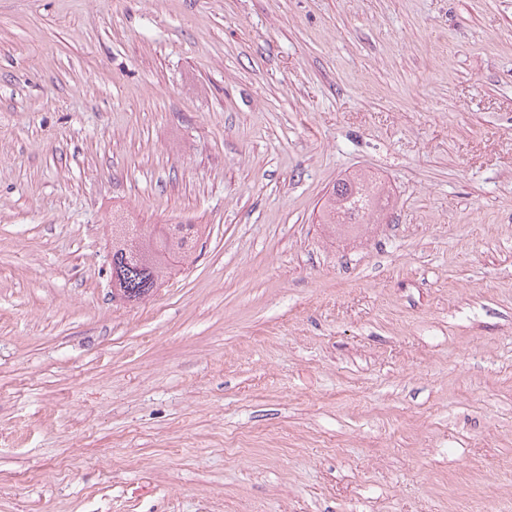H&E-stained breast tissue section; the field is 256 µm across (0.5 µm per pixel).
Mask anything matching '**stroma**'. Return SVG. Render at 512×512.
Returning <instances> with one entry per match:
<instances>
[{"mask_svg": "<svg viewBox=\"0 0 512 512\" xmlns=\"http://www.w3.org/2000/svg\"><path fill=\"white\" fill-rule=\"evenodd\" d=\"M0 512H512V0H0ZM373 180L364 174L353 175L336 183L322 208L324 224H371L389 205L384 187L370 188ZM180 225H176L178 233L172 232L170 228L166 231L165 227H159L158 224L130 227L132 238L136 240L135 253L121 244L113 246V231L112 287L114 279L120 283V288H113L115 296L127 301L141 300L157 287L165 270L172 265V258H189L193 242L187 235H181L183 224Z\"/></svg>", "mask_w": 512, "mask_h": 512, "instance_id": "1", "label": "stroma"}]
</instances>
